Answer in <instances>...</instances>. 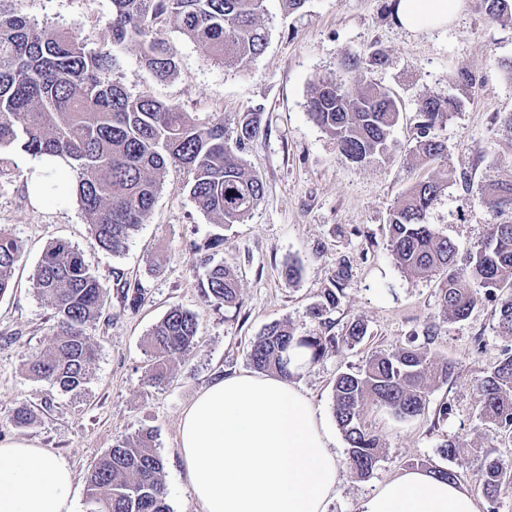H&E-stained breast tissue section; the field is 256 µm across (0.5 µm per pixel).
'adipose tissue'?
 Here are the masks:
<instances>
[{
  "label": "adipose tissue",
  "instance_id": "1",
  "mask_svg": "<svg viewBox=\"0 0 512 512\" xmlns=\"http://www.w3.org/2000/svg\"><path fill=\"white\" fill-rule=\"evenodd\" d=\"M463 0H397L399 24L446 26ZM178 453L200 512H327L341 482L310 399L279 376L215 379L180 417ZM68 461L31 441L0 439V512H75ZM359 512H478L460 482L415 467L363 499Z\"/></svg>",
  "mask_w": 512,
  "mask_h": 512
}]
</instances>
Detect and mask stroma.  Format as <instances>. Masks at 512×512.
<instances>
[{"label": "stroma", "mask_w": 512, "mask_h": 512, "mask_svg": "<svg viewBox=\"0 0 512 512\" xmlns=\"http://www.w3.org/2000/svg\"><path fill=\"white\" fill-rule=\"evenodd\" d=\"M391 7L392 0H306L300 12L289 14L282 0H265L268 45L236 68L207 59L198 44L167 26L162 36L176 48L179 67L164 82L142 65L135 49L118 54L112 77L128 92L150 93L203 120L222 113L226 131H234L249 109L262 110V130L244 158L265 191L243 222L214 224L190 197L187 171L171 166L145 223L124 251L112 254L91 237L71 196L37 200L28 189L33 158L8 152L0 165V229L20 242L22 252L14 288L0 296V438H25L66 458L82 488L94 462L116 440L151 432L171 512H199L178 454L181 413L215 378L249 369L247 353L266 326L286 321L300 336L341 337L350 322L364 323L367 333L359 343L327 349L293 377L322 417L342 462L347 444L332 409L337 375L432 323L437 334L429 349L454 363V377L432 387L421 416L400 420L381 407L366 410L365 424L382 444L380 459L364 478L343 471L327 512H359L361 500L401 470L423 460L441 464L438 449L449 438L465 456L488 453L512 463V444H502L496 426L479 416L477 380L512 348V338L498 332L494 302L480 299L466 320H445L438 278H414L396 266L388 226L391 207L416 175L411 148L417 102L425 95H450L461 106L438 135L455 178L427 221L457 244L460 255L485 242L496 218L481 205L479 191L489 177L512 179V142L498 131L500 116L512 112V75L494 65L495 59L512 58V21L489 22L481 0H465L448 27L410 32ZM22 8L39 24L71 31L95 49L106 37L112 3L24 0ZM372 52L381 64L366 65ZM327 77L350 88L359 81L372 84L400 98L403 114L391 133L388 160L346 162L333 138L310 119L312 89ZM217 234L224 245L215 259L240 285L232 306L201 297L205 245ZM59 239L77 248L107 286L121 277L143 288L145 297L132 311L112 294L111 305L88 329L97 354L89 383L76 394L50 388L27 369L54 325L53 310L31 277L44 249ZM290 262L300 270L292 281L281 274ZM343 263L348 278L339 305L312 317ZM173 307L196 315L197 344L190 354L173 355L166 384L151 386L144 380L145 340ZM445 403L451 411L443 417ZM24 404L34 420L14 427L10 418Z\"/></svg>", "instance_id": "stroma-1"}]
</instances>
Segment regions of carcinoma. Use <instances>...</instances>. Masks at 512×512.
Wrapping results in <instances>:
<instances>
[{"label":"carcinoma","instance_id":"1","mask_svg":"<svg viewBox=\"0 0 512 512\" xmlns=\"http://www.w3.org/2000/svg\"><path fill=\"white\" fill-rule=\"evenodd\" d=\"M264 0H112L103 46L89 49L78 36L33 22L21 8L0 10V151L18 148L34 159L61 158L72 189L97 245L117 254L150 214L168 165L188 170L189 194L216 224H236L249 217L263 197L262 181L243 158L257 136L262 113L246 112L235 136L226 134L222 115L200 122L178 106L149 93L132 95L112 80L117 53L137 46L140 60L157 80L173 77L177 52L160 37L157 25L168 23L198 43L207 58L238 66L261 55L267 45L262 24ZM492 22L512 20V0H483ZM451 97L424 96L416 108L414 166L416 177L388 217L389 247L394 263L413 277L438 275V301L448 320L468 318L480 293L496 302L497 327L512 336V221L491 225L484 246L457 262L458 247L426 221L445 194L452 176L438 164L446 145L436 129L456 111ZM313 122L336 141L340 155L363 165L387 159L390 136L402 115L400 102L386 89L364 85L351 90L322 79L308 102ZM481 204L500 214L512 209V179L489 177ZM21 246L0 231V296L12 286ZM200 285L209 303L232 304L239 282L224 265L204 260ZM33 287L54 310L55 324L46 350L33 357L28 371L65 393L82 390L91 377L96 348L88 328L105 310L106 287L85 264L82 254L64 240L44 250L32 277ZM346 270L340 269L314 315L336 308ZM130 309L144 301L142 289L122 286ZM194 313L170 309L147 338L150 364L145 380L161 384L169 358L187 354L196 344ZM417 337L388 352L374 354L352 372H342L333 386V413L347 443V467L356 477L372 473L380 458V439L364 422L369 406L388 409L395 417L421 415L432 385L448 382L455 366L416 345ZM334 336H297L287 322L268 325L248 353L259 373L293 376L290 352L303 349L308 363L318 361ZM480 417L493 423L512 443V349L479 379ZM153 436L140 432L117 440L89 471L87 512H169L162 481L163 463ZM489 503L512 484V469L487 453L475 459Z\"/></svg>","mask_w":512,"mask_h":512}]
</instances>
